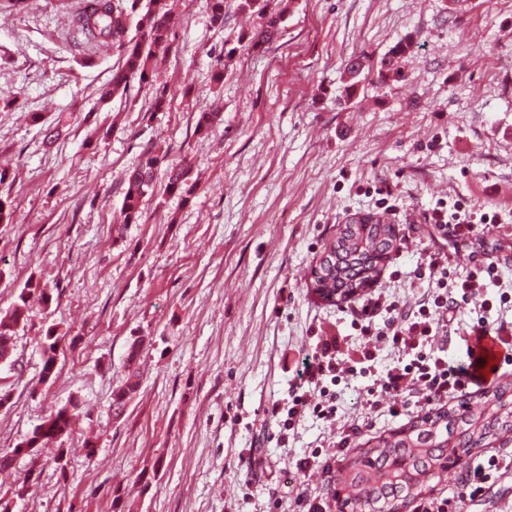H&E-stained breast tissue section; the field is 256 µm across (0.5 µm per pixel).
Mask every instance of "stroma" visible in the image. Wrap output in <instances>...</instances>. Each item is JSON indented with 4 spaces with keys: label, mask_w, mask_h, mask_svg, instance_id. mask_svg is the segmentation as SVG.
Segmentation results:
<instances>
[{
    "label": "stroma",
    "mask_w": 512,
    "mask_h": 512,
    "mask_svg": "<svg viewBox=\"0 0 512 512\" xmlns=\"http://www.w3.org/2000/svg\"><path fill=\"white\" fill-rule=\"evenodd\" d=\"M83 0H28L0 12V197L14 223L0 224V312L28 281L55 282L59 300L35 304L16 340L20 369L0 367V450L15 447L52 411L77 399L81 416L63 445L21 457L30 479L12 512H113L116 491L132 512H298L297 495L336 503V471L300 470L313 450L335 448L344 427L360 440L406 428L370 410L368 391L404 350L379 332L362 338L351 312L380 289L416 306L432 288L427 256L447 251L427 216L463 200L493 213L507 238L494 260L500 282L484 288L490 327L512 322V0H291L267 51L238 44L259 25L227 0L224 27L210 0H177L171 49L154 84L130 80L101 101L119 62L109 44L74 46L71 15ZM403 77L368 83L348 109L336 106L345 61L380 58L406 35ZM237 55L223 82L212 75L225 46ZM166 106L151 113L156 89ZM223 122L196 133L212 99ZM40 113L43 124L28 120ZM66 122L54 145L44 123ZM166 153L140 223L116 236L126 172L148 150ZM187 162L199 184L190 198L164 191L170 164ZM382 216L400 249L372 287L329 303L307 275L343 224ZM442 355L465 357L477 315L458 304ZM59 336L54 373L40 382L41 336ZM145 338L137 394L122 417L112 393L127 374L131 337ZM336 345L348 373L323 384L336 416L313 413L281 431L266 410L287 402L303 353ZM370 357H363V349ZM365 360V369L353 364ZM93 454H86L85 443ZM503 461L465 512H501L512 500V439L485 447ZM146 477L147 488L137 487Z\"/></svg>",
    "instance_id": "obj_1"
}]
</instances>
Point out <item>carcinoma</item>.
Returning a JSON list of instances; mask_svg holds the SVG:
<instances>
[{
	"label": "carcinoma",
	"mask_w": 512,
	"mask_h": 512,
	"mask_svg": "<svg viewBox=\"0 0 512 512\" xmlns=\"http://www.w3.org/2000/svg\"><path fill=\"white\" fill-rule=\"evenodd\" d=\"M238 9L257 14L261 19L259 27L249 33H241L237 43H247L254 50H266L282 33L286 8L279 0H239ZM176 26L175 15L167 8L165 0H98L92 9L78 10L71 19L72 33L85 43H112L119 49L121 65L113 70L112 80L101 91V98H110L125 89L132 78L142 82L150 81L158 54L170 48L171 36ZM134 35H129L130 29ZM412 37L397 42L380 61L367 56L350 59L341 76L336 104L350 101L362 85L364 71L375 70L377 83L388 84L402 76L401 60L410 51ZM224 107L218 99L213 100L198 118L196 132L206 133L222 118ZM164 157L150 154L139 166L125 176L126 191L120 211V225L137 224L142 218V202L153 190L154 169ZM190 168L185 164H173L169 170L166 190L169 193L190 195L194 185L189 183ZM374 225H384L386 237L382 240L372 235L357 234L350 244H343V230L336 231L324 250L341 249L335 265L320 262L311 268L309 279L313 293L333 302L339 298L348 299L354 295L357 277L365 274L374 277L379 263L399 249V240L394 236L391 224H383L379 217ZM49 304L53 290L40 281H29L20 292L12 307L0 316V357L9 355V362L15 361V346L20 325L26 319L28 302L33 294ZM55 329L47 328L42 341L43 366L47 371L56 362ZM142 337L134 338L127 352L128 374L122 386L113 392L112 413L122 416L127 402L140 385L137 360L144 347ZM512 393V383H502L479 394L474 402L476 411L458 412L452 408L442 409L429 416H417L410 421L409 429L414 433L435 436L434 447L414 448L406 437L397 438L391 434L380 436L367 448L358 450L350 459L339 480L347 490L346 503L351 512H398L406 501L421 492L431 479L442 478L448 472V455L454 461L462 462L470 450L486 441L512 431V407L503 397ZM79 402L68 404L51 413L31 432L32 439L43 446L69 437L79 416ZM452 443L454 447L444 448L442 444ZM29 454L27 449L16 445L0 451V479L11 480L16 458ZM29 478L23 482L11 480L12 496L19 497L29 492Z\"/></svg>",
	"instance_id": "1"
}]
</instances>
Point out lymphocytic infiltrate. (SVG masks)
Masks as SVG:
<instances>
[{"mask_svg":"<svg viewBox=\"0 0 512 512\" xmlns=\"http://www.w3.org/2000/svg\"><path fill=\"white\" fill-rule=\"evenodd\" d=\"M428 221L437 229L452 230L454 236L469 237L473 234L474 223L491 227L497 224L498 218L486 212L474 215L465 203L458 201L449 209L442 206L434 208ZM448 263V254L431 255L429 265L439 269L440 276L435 290L418 309L398 310L394 303L381 294L371 296L359 308L353 309L352 322L360 336H372L374 318L387 314L386 338L394 346L412 354L410 363L392 369L376 388L370 389L369 406H384L392 415H401L403 409L397 405L396 399L408 392L413 394L421 410L429 412L451 400L467 396L469 390L474 388L471 363H448L435 355L433 348L441 334L446 333L448 315L459 301L477 303L473 333L478 337L489 335L486 314L490 304L481 299L480 290L486 283L498 281V266L493 262L474 265L466 279L456 281L450 277ZM338 369L336 347L332 343H324L304 354L292 385L290 406L284 409L279 404H272L270 416L281 418L286 428L290 427L293 418L308 411L322 418L333 417V396L325 392L313 395L310 387L320 384L324 376L336 374ZM499 468L500 459L497 455L479 458L460 477L463 487L461 495L448 497L430 494L421 497L416 501L413 512H462L464 500L481 497Z\"/></svg>","mask_w":512,"mask_h":512,"instance_id":"1","label":"lymphocytic infiltrate"}]
</instances>
